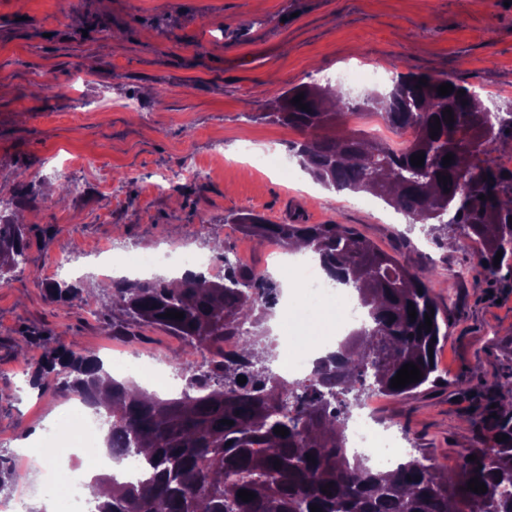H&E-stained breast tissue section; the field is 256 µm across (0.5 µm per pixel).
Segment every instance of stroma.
<instances>
[{
	"label": "stroma",
	"mask_w": 512,
	"mask_h": 512,
	"mask_svg": "<svg viewBox=\"0 0 512 512\" xmlns=\"http://www.w3.org/2000/svg\"><path fill=\"white\" fill-rule=\"evenodd\" d=\"M20 16L31 18L17 25ZM377 72L354 86L347 72ZM55 87L33 98L43 73ZM423 72L475 88L492 110L512 107V12L504 0H0V202L26 225V260L0 281V454L60 423L72 396L40 395L20 361L22 335L87 356L127 348L103 292L63 305L40 286L56 254L100 276L105 244L212 255L273 272L272 244L231 229L243 210L270 223L290 202L308 224H349L381 250L430 274L448 319L437 386L382 398L372 417L457 470L474 432L465 420L480 394L512 376V270L488 276L475 243L437 245L383 200L316 182L289 151L296 130L265 120L299 85L342 88L350 99L388 92L397 74ZM193 151L203 179L162 192L157 172ZM69 185L60 196L61 185ZM205 235H196L197 225ZM96 309L87 312L85 301ZM135 344L175 375L185 345L158 328ZM26 485L0 493L6 512H35L54 449L31 448Z\"/></svg>",
	"instance_id": "1"
}]
</instances>
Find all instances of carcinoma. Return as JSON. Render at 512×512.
I'll return each mask as SVG.
<instances>
[{
  "label": "carcinoma",
  "instance_id": "1",
  "mask_svg": "<svg viewBox=\"0 0 512 512\" xmlns=\"http://www.w3.org/2000/svg\"><path fill=\"white\" fill-rule=\"evenodd\" d=\"M421 78L427 84L419 89ZM446 82L426 73L399 74L387 94L361 102L350 101L339 87H292L261 118L302 135L293 149L317 181L370 192L415 223L459 231L479 245L478 265L494 275L503 267L512 269V170L487 155L491 144L512 132V109L489 114L476 91L455 82L451 94L438 95L436 88ZM301 93L305 110L291 103ZM447 108L453 116L449 124L443 115ZM363 112L379 114L404 135L400 147L391 148L361 129L323 133ZM437 118L440 131L433 138L430 128ZM421 153L424 165L411 164V156ZM448 153L454 160L445 166ZM439 174L450 180L439 182ZM227 222L262 241L304 243L329 278L355 288L372 326L350 334L304 379L287 381L266 366L275 356V343L263 327L278 302L280 285L226 258L224 275L214 280L189 273L179 288L164 280L126 279L104 288L126 325L182 337L190 349L173 357L179 369L191 366L190 357L199 349L212 354L207 369L191 374L175 398L162 399L127 380L105 383L96 374L99 358L23 337L20 353L35 359L31 387L75 394L105 410L107 447L153 465L151 478L140 485L109 475L95 478L111 488L106 500L97 501L96 512H311L312 505L322 512H448L450 503L453 512H512L509 377L494 382L468 415L476 443L463 450L455 473L424 453L391 471L348 454L346 424L363 395L406 397L441 380L438 349L444 333L430 278L379 250L348 224H305L297 218L270 224L253 212L231 215ZM27 247L24 225L0 213V278L24 261ZM41 286L53 302L70 303L80 294L58 281ZM411 304L414 320L408 315ZM168 311L182 312L184 318H167ZM431 313L429 329L425 315ZM230 336L238 337L240 346L226 357L224 339ZM410 362L423 377L403 388L391 387V379ZM240 376L245 383L237 382ZM223 419L234 424H223ZM277 426L289 434H275ZM502 435L508 439L496 441ZM470 455L477 459L468 460ZM472 478L487 491L468 490ZM15 480L10 460L0 455V492ZM241 490L255 498L242 501Z\"/></svg>",
  "mask_w": 512,
  "mask_h": 512
}]
</instances>
